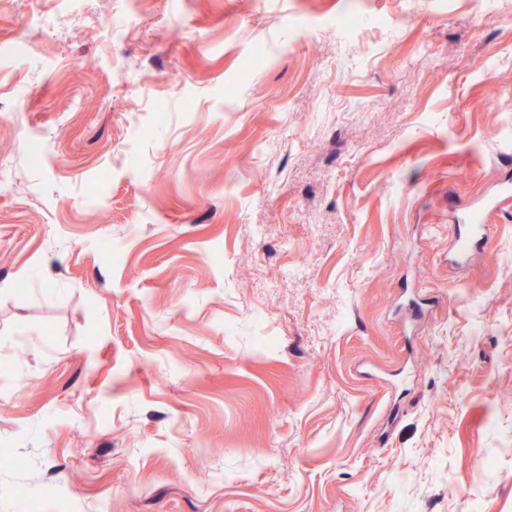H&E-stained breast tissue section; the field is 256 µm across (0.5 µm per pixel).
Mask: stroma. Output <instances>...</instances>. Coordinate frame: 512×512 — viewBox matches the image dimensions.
I'll return each mask as SVG.
<instances>
[{
    "label": "stroma",
    "mask_w": 512,
    "mask_h": 512,
    "mask_svg": "<svg viewBox=\"0 0 512 512\" xmlns=\"http://www.w3.org/2000/svg\"><path fill=\"white\" fill-rule=\"evenodd\" d=\"M509 172L512 0H0V512H512ZM511 184H502L499 192L481 202L479 207L473 211V216L466 224H453V258L457 263L467 260L470 252L477 248L486 237L487 226L483 223V214L489 208H497L499 199L503 196L510 197Z\"/></svg>",
    "instance_id": "35a3bbf8"
}]
</instances>
